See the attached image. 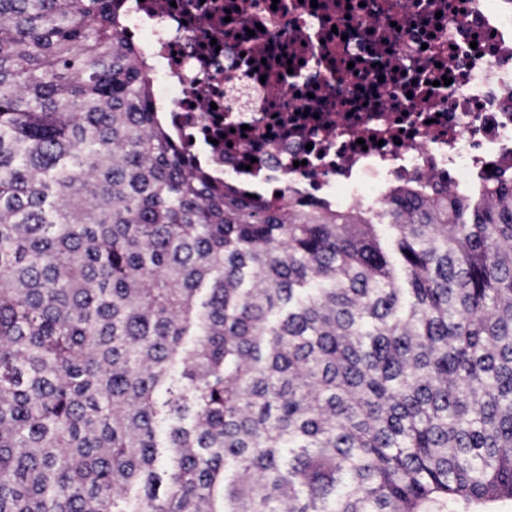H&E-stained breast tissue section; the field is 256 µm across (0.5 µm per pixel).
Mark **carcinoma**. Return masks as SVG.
I'll return each mask as SVG.
<instances>
[{
	"instance_id": "cac0c4a2",
	"label": "carcinoma",
	"mask_w": 512,
	"mask_h": 512,
	"mask_svg": "<svg viewBox=\"0 0 512 512\" xmlns=\"http://www.w3.org/2000/svg\"><path fill=\"white\" fill-rule=\"evenodd\" d=\"M123 17L0 0V512L512 500V172L250 199Z\"/></svg>"
}]
</instances>
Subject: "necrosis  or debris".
<instances>
[{
	"label": "necrosis or debris",
	"instance_id": "4bbe7bcc",
	"mask_svg": "<svg viewBox=\"0 0 512 512\" xmlns=\"http://www.w3.org/2000/svg\"><path fill=\"white\" fill-rule=\"evenodd\" d=\"M425 2L125 0L126 29L226 186L370 208L512 169V0Z\"/></svg>",
	"mask_w": 512,
	"mask_h": 512
}]
</instances>
